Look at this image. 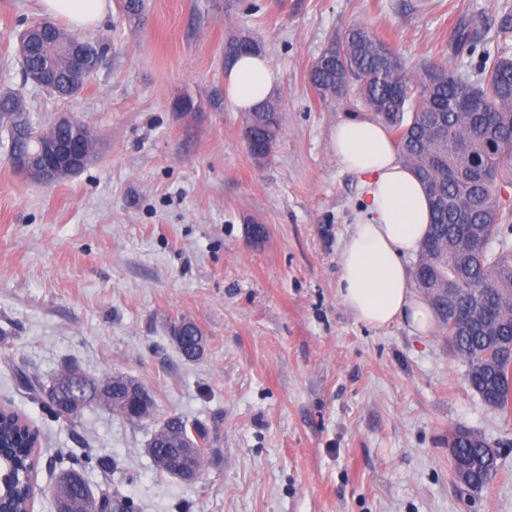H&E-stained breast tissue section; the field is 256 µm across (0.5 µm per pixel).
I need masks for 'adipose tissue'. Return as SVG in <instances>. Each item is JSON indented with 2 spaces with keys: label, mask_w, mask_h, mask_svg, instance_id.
I'll list each match as a JSON object with an SVG mask.
<instances>
[{
  "label": "adipose tissue",
  "mask_w": 512,
  "mask_h": 512,
  "mask_svg": "<svg viewBox=\"0 0 512 512\" xmlns=\"http://www.w3.org/2000/svg\"><path fill=\"white\" fill-rule=\"evenodd\" d=\"M40 3L47 14L83 29L103 19L110 0ZM277 80L266 56L243 55L225 71V97L237 111L249 112L268 98ZM330 143L338 163L357 178L363 199L339 255L342 303L369 327L401 323L414 335H428L434 313L414 288L405 262L418 250L432 222L425 187L376 119L336 123Z\"/></svg>",
  "instance_id": "1"
}]
</instances>
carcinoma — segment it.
Returning a JSON list of instances; mask_svg holds the SVG:
<instances>
[{"label":"carcinoma","instance_id":"1","mask_svg":"<svg viewBox=\"0 0 512 512\" xmlns=\"http://www.w3.org/2000/svg\"><path fill=\"white\" fill-rule=\"evenodd\" d=\"M98 38L76 36L53 24H35L17 40V61L25 81L43 71L52 83L36 86L51 95L68 98L80 92L91 71L71 63L78 43L95 44ZM247 49L264 52L263 44L249 35L229 39L224 58L235 60ZM476 79L425 60L409 70L401 57L378 35L362 26H351L330 41L314 61L309 84L323 98L354 94L363 99L394 133L401 156L421 182L445 203H431L433 222L423 240L415 266V281L440 325L448 331L453 352L465 359V381L485 405L503 418L512 414V367L502 360L498 347L512 342V56L485 55ZM29 111L17 90L0 91V124L15 113ZM27 135L15 142L17 150L38 148L49 134L61 140L81 133L86 125L41 126L25 121ZM281 131L280 105L273 98L247 114L243 137L251 155L267 158ZM483 298L482 312L491 329L461 326L452 312L466 309L472 292ZM129 378L114 375L99 383L81 375L66 381V390L53 401L56 417L73 419L72 405L88 406L107 399V406L123 419L128 414ZM195 431L193 454L202 465L206 430L178 415L157 420L149 442L157 469L171 474L169 458L182 447V434ZM17 413L0 411V452L16 458L15 512H26L22 490L29 480L27 449L18 447ZM487 441L478 432L459 429L448 439L454 469H468V482L483 489L494 481L498 466L485 465ZM54 493L67 512H88L95 507L93 492L72 482L68 472L55 479Z\"/></svg>","mask_w":512,"mask_h":512}]
</instances>
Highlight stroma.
I'll list each match as a JSON object with an SVG mask.
<instances>
[{"instance_id":"obj_1","label":"stroma","mask_w":512,"mask_h":512,"mask_svg":"<svg viewBox=\"0 0 512 512\" xmlns=\"http://www.w3.org/2000/svg\"><path fill=\"white\" fill-rule=\"evenodd\" d=\"M510 11L512 0H145L134 20L114 0L80 31L106 42L100 66L59 99L24 83L15 61L18 32L47 13L0 0V90L97 138L86 168L47 188L13 170L0 128V405L40 433L34 512H50L69 467L133 512H512V418L468 389L447 331L371 328L338 296L361 189L330 134L369 110L308 81L355 24L407 67L438 58L475 73L484 53L512 54V33L499 32ZM461 21L483 38L474 53L455 48ZM241 33L263 41L279 75L282 130L265 160L224 96V43ZM183 321L205 338L194 361L172 339ZM70 366L138 381L155 419L93 405L69 422L18 381L48 384ZM171 414L208 431L195 481L161 474L147 452ZM459 427L498 451L497 477L477 493L453 479Z\"/></svg>"}]
</instances>
